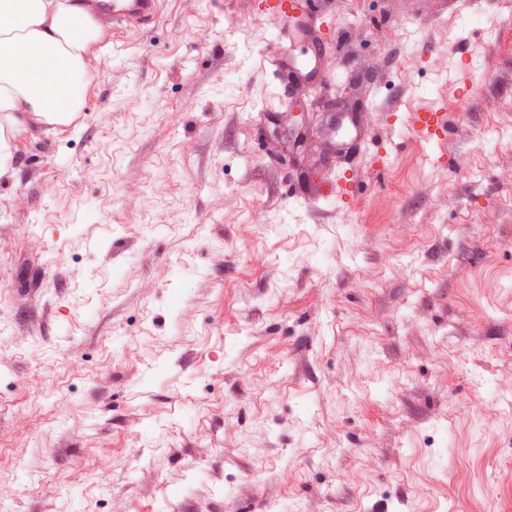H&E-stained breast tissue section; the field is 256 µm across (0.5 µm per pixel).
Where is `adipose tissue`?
Wrapping results in <instances>:
<instances>
[{"label":"adipose tissue","mask_w":512,"mask_h":512,"mask_svg":"<svg viewBox=\"0 0 512 512\" xmlns=\"http://www.w3.org/2000/svg\"><path fill=\"white\" fill-rule=\"evenodd\" d=\"M109 36L106 20L80 0H0V178L15 175V132L80 116L88 59Z\"/></svg>","instance_id":"adipose-tissue-1"}]
</instances>
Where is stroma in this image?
Segmentation results:
<instances>
[{
  "label": "stroma",
  "mask_w": 512,
  "mask_h": 512,
  "mask_svg": "<svg viewBox=\"0 0 512 512\" xmlns=\"http://www.w3.org/2000/svg\"><path fill=\"white\" fill-rule=\"evenodd\" d=\"M235 0L111 22L70 126L0 179V512H512V0ZM396 33L383 38L384 30ZM366 191L289 196L275 125ZM447 112V140L410 113ZM322 1L241 0L237 3L249 14L259 12L269 17L278 24L280 34L284 28H288L294 40L305 41L310 39V27L317 20L311 13L321 15Z\"/></svg>",
  "instance_id": "obj_1"
}]
</instances>
